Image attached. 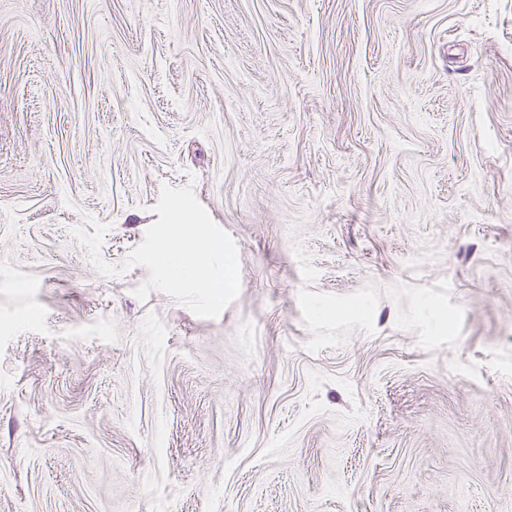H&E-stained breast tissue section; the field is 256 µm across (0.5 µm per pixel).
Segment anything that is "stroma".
<instances>
[{
	"mask_svg": "<svg viewBox=\"0 0 512 512\" xmlns=\"http://www.w3.org/2000/svg\"><path fill=\"white\" fill-rule=\"evenodd\" d=\"M0 512H512V0H0Z\"/></svg>",
	"mask_w": 512,
	"mask_h": 512,
	"instance_id": "35a3bbf8",
	"label": "stroma"
}]
</instances>
